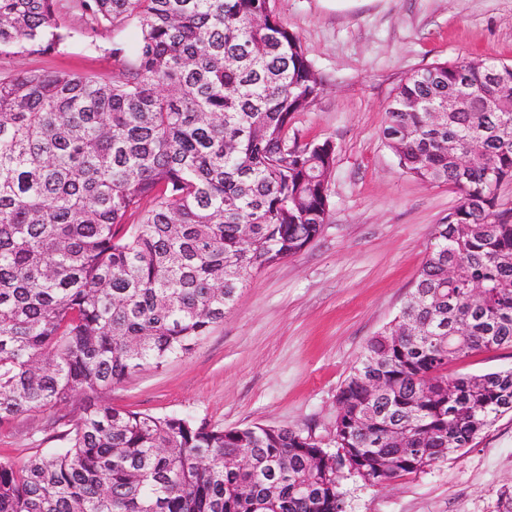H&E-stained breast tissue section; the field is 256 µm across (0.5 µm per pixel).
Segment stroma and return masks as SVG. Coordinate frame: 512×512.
<instances>
[{"label": "stroma", "instance_id": "stroma-1", "mask_svg": "<svg viewBox=\"0 0 512 512\" xmlns=\"http://www.w3.org/2000/svg\"><path fill=\"white\" fill-rule=\"evenodd\" d=\"M323 81L293 127L330 139V218L300 253L254 274L223 324L191 354L133 373L103 393L112 407L178 414L212 427H288L334 445L336 398L368 340L398 315L432 234L458 204L445 184L409 177L382 130L399 81L437 62L512 63V0H272ZM136 23L79 37L43 58L0 56V70L76 71L112 79L113 41L134 52ZM512 369V349L482 350L449 372ZM80 398L0 426V461L61 447ZM344 512H506L512 505V414L423 472L372 485L345 476Z\"/></svg>", "mask_w": 512, "mask_h": 512}]
</instances>
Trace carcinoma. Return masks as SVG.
Wrapping results in <instances>:
<instances>
[{
	"mask_svg": "<svg viewBox=\"0 0 512 512\" xmlns=\"http://www.w3.org/2000/svg\"><path fill=\"white\" fill-rule=\"evenodd\" d=\"M131 21L116 80L0 75V425L85 396L64 446L0 461V512H344L336 464L371 484L416 474L512 413V370L448 373L512 349V64L497 59L395 89L382 135L399 167L460 201L340 387L336 450L100 399L191 353L252 273L318 237L336 163L331 140L291 133L323 83L270 0H0V53L58 54ZM463 85L465 111H426ZM492 91L505 110L485 111ZM512 369V349L482 350L448 365V373L482 375Z\"/></svg>",
	"mask_w": 512,
	"mask_h": 512,
	"instance_id": "obj_1",
	"label": "carcinoma"
}]
</instances>
